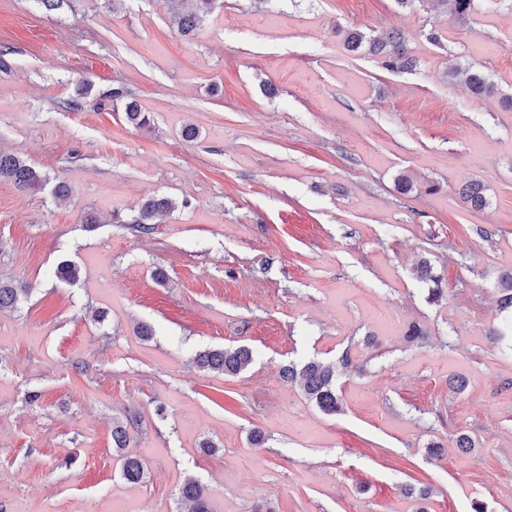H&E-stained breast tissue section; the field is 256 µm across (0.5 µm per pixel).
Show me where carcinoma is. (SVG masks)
<instances>
[{
  "label": "carcinoma",
  "mask_w": 512,
  "mask_h": 512,
  "mask_svg": "<svg viewBox=\"0 0 512 512\" xmlns=\"http://www.w3.org/2000/svg\"><path fill=\"white\" fill-rule=\"evenodd\" d=\"M181 5L175 11L174 22L178 33L185 39L193 37L203 17L218 7L219 0H169ZM436 5L445 13L453 16H466L474 9V0H436ZM342 38L346 48L352 52L366 50L381 58L383 68L391 72L409 70L415 66V59L410 55L402 34L390 29H379L366 34L358 29L343 31ZM448 79L453 82L463 78L470 93L483 98L494 93V86L487 76L471 66H463L453 60L448 65ZM124 102L125 120L137 129H149L153 119L144 112L128 92L122 88H114L96 97V107L107 110ZM12 182L17 188L36 192L44 188L46 177L32 164L10 153L0 152V180ZM462 202L473 211H481L489 205L486 188L478 181H472L459 190ZM174 208L172 200L166 197H151L140 207L138 214L131 219L133 228L148 234L156 217ZM417 277L431 282L434 287L429 290L430 299L437 301L444 294L440 287L442 276L434 271V266L427 258L421 259L415 269ZM79 275L78 267L70 261L60 262L55 269V276L66 282H74ZM499 302L504 310H512V276L502 277L498 281ZM30 289L18 286L12 281L0 279V311L13 309L21 297L28 295ZM253 351L246 345L232 348L207 349L194 358L196 366L202 370L221 372L227 376H237L247 370L253 363ZM352 364L349 353H344L338 363H325L312 359L302 366L294 364L282 366L280 377L290 383H298L307 399L321 411L334 415L342 410L343 399L336 385L337 367L346 368ZM139 425V415L133 410L126 411L124 420L112 427V447L121 457V476L129 483L136 484L143 479L145 468L136 456L124 453L130 447L133 437L130 431ZM179 499L188 504V512H211L209 495L204 485L198 480L188 478L179 489Z\"/></svg>",
  "instance_id": "cac0c4a2"
}]
</instances>
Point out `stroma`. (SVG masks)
Listing matches in <instances>:
<instances>
[{
  "instance_id": "1",
  "label": "stroma",
  "mask_w": 512,
  "mask_h": 512,
  "mask_svg": "<svg viewBox=\"0 0 512 512\" xmlns=\"http://www.w3.org/2000/svg\"><path fill=\"white\" fill-rule=\"evenodd\" d=\"M339 26L401 30L417 68L350 54ZM456 56L495 95L449 83ZM85 80L127 88L152 131L70 109ZM504 95L512 0L464 19L424 0H224L189 40L165 0H0V150L48 178L36 193L0 181V278L33 287L0 312V512H179L189 477L213 512H512V336L488 337L512 319L497 303L512 273ZM467 181L484 210L458 197ZM152 196L175 209L130 230ZM423 257L442 301L413 273ZM62 261L77 281L55 277ZM412 322L425 342L405 339ZM239 344L255 362L238 376L193 363ZM345 352L363 370L338 377L342 413L279 376ZM128 409L136 484L111 437ZM415 483L427 500L405 494ZM487 189L478 181L467 183L459 190L462 202L473 211H481L489 205Z\"/></svg>"
}]
</instances>
